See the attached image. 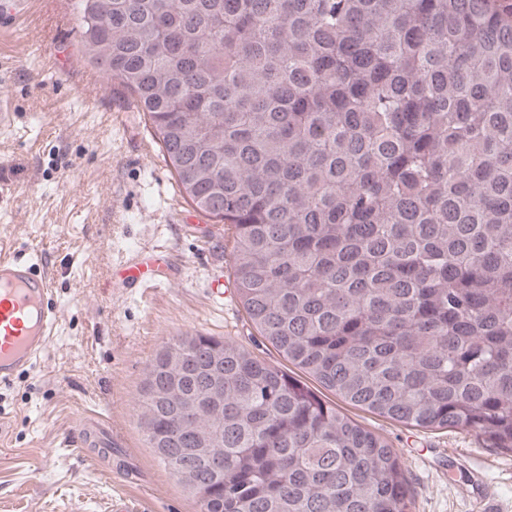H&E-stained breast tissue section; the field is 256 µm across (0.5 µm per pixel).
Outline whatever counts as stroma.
I'll return each mask as SVG.
<instances>
[{
    "label": "stroma",
    "instance_id": "35a3bbf8",
    "mask_svg": "<svg viewBox=\"0 0 512 512\" xmlns=\"http://www.w3.org/2000/svg\"><path fill=\"white\" fill-rule=\"evenodd\" d=\"M0 253L42 255L60 319L47 353L0 385V512H197L148 448L137 397L150 361L184 336H215L270 362L233 289L224 226L197 212L143 113L80 52L71 0H0ZM162 284L122 286L135 253ZM386 439L414 489L413 512H512V453L452 429H421L344 405ZM119 447L76 451L89 419Z\"/></svg>",
    "mask_w": 512,
    "mask_h": 512
}]
</instances>
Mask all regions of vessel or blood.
<instances>
[{
    "mask_svg": "<svg viewBox=\"0 0 512 512\" xmlns=\"http://www.w3.org/2000/svg\"><path fill=\"white\" fill-rule=\"evenodd\" d=\"M51 277L31 260L0 258V384L44 356L58 321Z\"/></svg>",
    "mask_w": 512,
    "mask_h": 512,
    "instance_id": "vessel-or-blood-1",
    "label": "vessel or blood"
}]
</instances>
